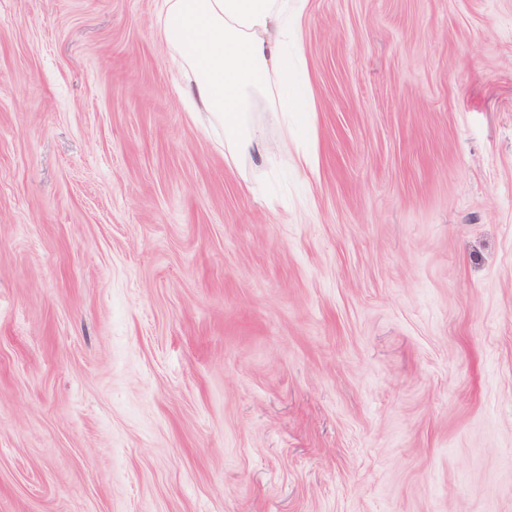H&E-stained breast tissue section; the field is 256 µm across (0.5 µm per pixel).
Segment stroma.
Returning <instances> with one entry per match:
<instances>
[{
	"instance_id": "stroma-1",
	"label": "stroma",
	"mask_w": 512,
	"mask_h": 512,
	"mask_svg": "<svg viewBox=\"0 0 512 512\" xmlns=\"http://www.w3.org/2000/svg\"><path fill=\"white\" fill-rule=\"evenodd\" d=\"M156 10L0 0V512H512V0H308L244 175Z\"/></svg>"
}]
</instances>
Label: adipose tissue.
<instances>
[{"label": "adipose tissue", "mask_w": 512, "mask_h": 512, "mask_svg": "<svg viewBox=\"0 0 512 512\" xmlns=\"http://www.w3.org/2000/svg\"><path fill=\"white\" fill-rule=\"evenodd\" d=\"M307 0H161L159 38L198 111L224 129L240 167L270 156L255 112H311L314 99L298 41Z\"/></svg>", "instance_id": "1"}]
</instances>
